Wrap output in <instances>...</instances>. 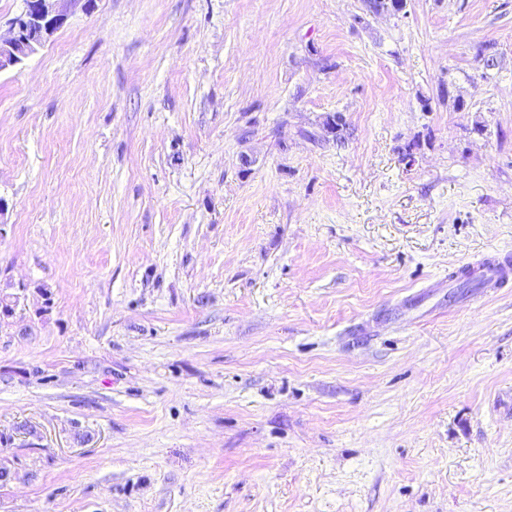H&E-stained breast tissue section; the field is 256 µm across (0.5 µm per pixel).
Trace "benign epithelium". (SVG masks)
Returning <instances> with one entry per match:
<instances>
[{
  "mask_svg": "<svg viewBox=\"0 0 512 512\" xmlns=\"http://www.w3.org/2000/svg\"><path fill=\"white\" fill-rule=\"evenodd\" d=\"M77 0H24L21 10L10 19L6 33H0V70L22 64L50 42L67 22Z\"/></svg>",
  "mask_w": 512,
  "mask_h": 512,
  "instance_id": "benign-epithelium-1",
  "label": "benign epithelium"
}]
</instances>
